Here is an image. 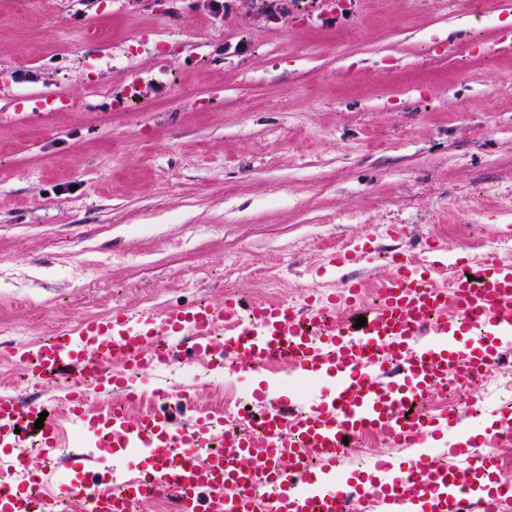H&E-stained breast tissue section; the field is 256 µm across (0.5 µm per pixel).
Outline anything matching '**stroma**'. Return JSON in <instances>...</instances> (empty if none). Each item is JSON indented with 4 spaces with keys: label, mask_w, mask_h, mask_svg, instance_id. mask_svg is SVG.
I'll use <instances>...</instances> for the list:
<instances>
[{
    "label": "stroma",
    "mask_w": 512,
    "mask_h": 512,
    "mask_svg": "<svg viewBox=\"0 0 512 512\" xmlns=\"http://www.w3.org/2000/svg\"><path fill=\"white\" fill-rule=\"evenodd\" d=\"M383 224L347 276L432 237L512 255V0H0V388L62 414L12 349L123 307L302 303ZM377 255L376 239L364 237L349 247L330 252L317 274L322 276L328 269L336 270L357 264L368 267L376 262Z\"/></svg>",
    "instance_id": "1"
}]
</instances>
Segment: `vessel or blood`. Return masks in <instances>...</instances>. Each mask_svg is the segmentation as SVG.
Segmentation results:
<instances>
[{"mask_svg": "<svg viewBox=\"0 0 512 512\" xmlns=\"http://www.w3.org/2000/svg\"><path fill=\"white\" fill-rule=\"evenodd\" d=\"M448 253L433 239L418 253L392 255L390 272L375 289L376 308L360 328L334 316L362 306L366 284L351 279L337 289L312 290L301 308L285 299L245 305L234 295L217 306H170L157 314L120 308L54 331L35 350H14L35 384L67 383L70 421L86 450L68 460L72 476L62 493L87 502L90 512H133L156 494L171 498L175 512H262L257 492L268 486L279 491L277 512H410L420 504L427 512H512V482L501 477L491 453L512 428V415L466 435L473 453L463 462L448 446L452 461L442 465L429 446L461 428L456 408L423 423L403 414L407 402L447 394L449 384L474 387L512 347V260L494 247L476 259L452 260ZM377 255L375 239L365 237L330 252L323 267L369 266ZM425 330L430 340H421ZM184 346L205 362L219 355L253 371L285 366L316 383L319 396L299 409L290 397L254 389L250 427L238 431L225 429L223 411L211 408L175 421L164 409L172 383L159 380L157 410L128 416L126 403L141 399L133 373L172 363ZM119 357L126 369H112ZM116 394L124 405L91 409V401ZM45 409L37 399L0 391L1 455L21 443L15 428L24 420H42V447H59L57 423ZM364 432L414 449V471L380 455L369 476L337 472L345 440ZM113 448L122 457L107 479L90 484L89 458ZM43 476L36 468L24 482L0 485V512H54L52 499L29 492Z\"/></svg>", "mask_w": 512, "mask_h": 512, "instance_id": "b4317fda", "label": "vessel or blood"}]
</instances>
